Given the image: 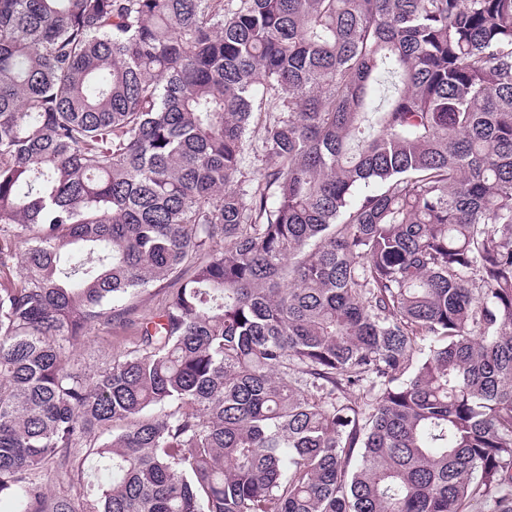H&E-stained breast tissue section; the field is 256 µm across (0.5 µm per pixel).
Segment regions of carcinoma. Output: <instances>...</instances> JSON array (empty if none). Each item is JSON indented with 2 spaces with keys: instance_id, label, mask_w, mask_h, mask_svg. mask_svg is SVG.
<instances>
[{
  "instance_id": "1",
  "label": "carcinoma",
  "mask_w": 512,
  "mask_h": 512,
  "mask_svg": "<svg viewBox=\"0 0 512 512\" xmlns=\"http://www.w3.org/2000/svg\"><path fill=\"white\" fill-rule=\"evenodd\" d=\"M0 498L512 512V0H0ZM163 298V290L158 286H153L122 303L137 305L139 315L145 316L155 312L161 306ZM136 333V326L112 323V328L93 330L70 353L72 363L97 369L108 364L112 357L128 345ZM38 477L48 496L76 498L75 488H72L68 477L54 472L46 473V471L39 473Z\"/></svg>"
}]
</instances>
